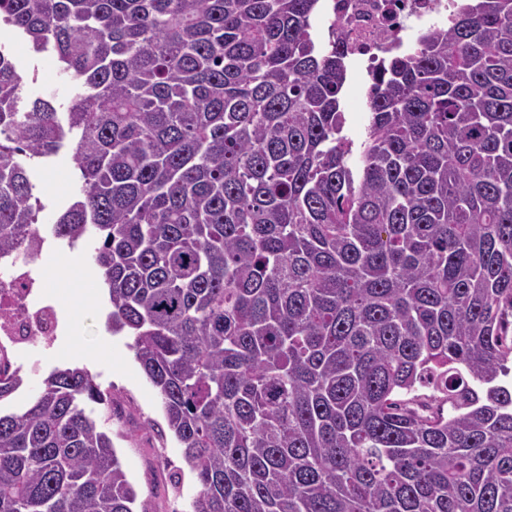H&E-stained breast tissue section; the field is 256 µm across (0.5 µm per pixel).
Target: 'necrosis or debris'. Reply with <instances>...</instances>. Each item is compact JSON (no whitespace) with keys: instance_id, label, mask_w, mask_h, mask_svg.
Returning <instances> with one entry per match:
<instances>
[{"instance_id":"obj_1","label":"necrosis or debris","mask_w":512,"mask_h":512,"mask_svg":"<svg viewBox=\"0 0 512 512\" xmlns=\"http://www.w3.org/2000/svg\"><path fill=\"white\" fill-rule=\"evenodd\" d=\"M456 0H324L318 21L326 42L345 46L349 63L374 75L393 52L413 48L418 35L452 23ZM61 311L35 259L0 255V348L19 353L51 345Z\"/></svg>"}]
</instances>
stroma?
<instances>
[{"label":"stroma","mask_w":512,"mask_h":512,"mask_svg":"<svg viewBox=\"0 0 512 512\" xmlns=\"http://www.w3.org/2000/svg\"><path fill=\"white\" fill-rule=\"evenodd\" d=\"M10 50L20 66L33 75L30 97H55L67 103L79 90L64 77L54 57L33 54L26 41L15 38ZM35 193L45 205L42 231H50L52 216L79 187L78 174L69 151H61L50 163L33 164ZM43 276L58 284L63 328L50 348L33 346L26 357L17 359L25 381L0 410L22 407L52 370L88 367L102 389L109 391L111 411L94 408L103 421L128 479L149 512H188L191 498L199 489L186 466L182 450L168 430L159 397L147 380L130 348L131 336L112 333L108 302L94 297L99 279L91 260V242L77 241L61 259L44 258Z\"/></svg>","instance_id":"stroma-1"}]
</instances>
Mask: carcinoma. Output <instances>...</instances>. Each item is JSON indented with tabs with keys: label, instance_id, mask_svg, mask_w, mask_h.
Returning <instances> with one entry per match:
<instances>
[{
	"label": "carcinoma",
	"instance_id": "cac0c4a2",
	"mask_svg": "<svg viewBox=\"0 0 512 512\" xmlns=\"http://www.w3.org/2000/svg\"><path fill=\"white\" fill-rule=\"evenodd\" d=\"M317 8L0 0V254L40 247L26 161L71 142L51 234L97 243L190 512H512V0L385 63L354 167ZM17 34L79 82L66 111ZM106 401L58 368L0 414V512H145ZM10 50L19 65L35 80L29 82L27 93L31 98H56V105L64 104L79 91L76 83L64 77L57 67L55 58L49 54L34 55L26 41L15 38L10 42Z\"/></svg>",
	"mask_w": 512,
	"mask_h": 512
}]
</instances>
